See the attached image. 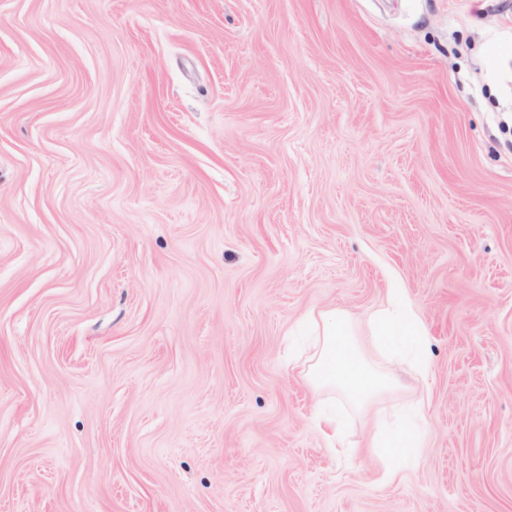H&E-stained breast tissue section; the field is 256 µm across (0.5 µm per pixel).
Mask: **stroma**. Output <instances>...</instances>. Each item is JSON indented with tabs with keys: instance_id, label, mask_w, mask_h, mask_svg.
Listing matches in <instances>:
<instances>
[{
	"instance_id": "stroma-1",
	"label": "stroma",
	"mask_w": 512,
	"mask_h": 512,
	"mask_svg": "<svg viewBox=\"0 0 512 512\" xmlns=\"http://www.w3.org/2000/svg\"><path fill=\"white\" fill-rule=\"evenodd\" d=\"M397 285L387 482L288 347ZM0 512H512V0H0ZM315 414L318 419L319 426L323 423L326 429L330 431L327 432L326 430H322L329 447L334 451H336V448H346L342 442V426L337 414L334 411H326L325 403L321 400L317 401Z\"/></svg>"
}]
</instances>
